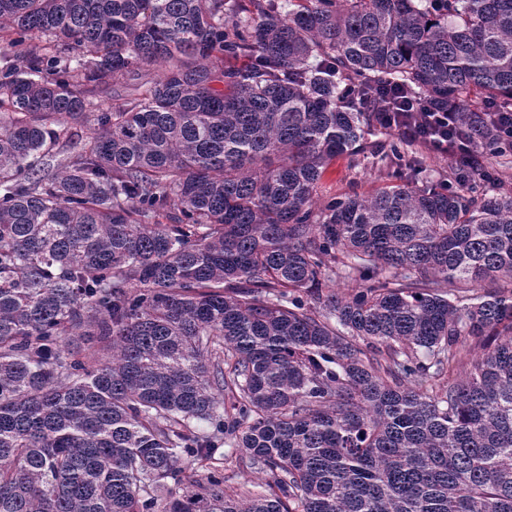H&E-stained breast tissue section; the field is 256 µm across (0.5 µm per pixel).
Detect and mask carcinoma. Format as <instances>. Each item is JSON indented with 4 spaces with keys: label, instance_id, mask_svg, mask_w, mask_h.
I'll return each instance as SVG.
<instances>
[{
    "label": "carcinoma",
    "instance_id": "1",
    "mask_svg": "<svg viewBox=\"0 0 512 512\" xmlns=\"http://www.w3.org/2000/svg\"><path fill=\"white\" fill-rule=\"evenodd\" d=\"M385 89L512 151V0H0V512H512V190ZM162 68L157 65L145 66L141 73L142 78L138 81H121L111 84L108 88L97 93L95 102L102 105L103 108L111 104L122 103L128 98L133 97L135 93L132 84L135 82L155 81L162 75ZM404 94L387 92L386 109L379 112L383 121L400 137L411 143L431 147L446 155H464L470 150L468 143L448 139V128L454 126V112H435L429 106L410 101ZM436 151L425 153L429 171L433 177L448 174V156ZM388 183L385 171L372 163L367 154H360L353 161L340 158L333 161L324 172L315 195L322 207L334 198L346 194L370 193ZM224 487L238 488L241 490L257 491L263 486L264 476L258 474L256 470L247 468L246 466H230L224 470Z\"/></svg>",
    "mask_w": 512,
    "mask_h": 512
}]
</instances>
